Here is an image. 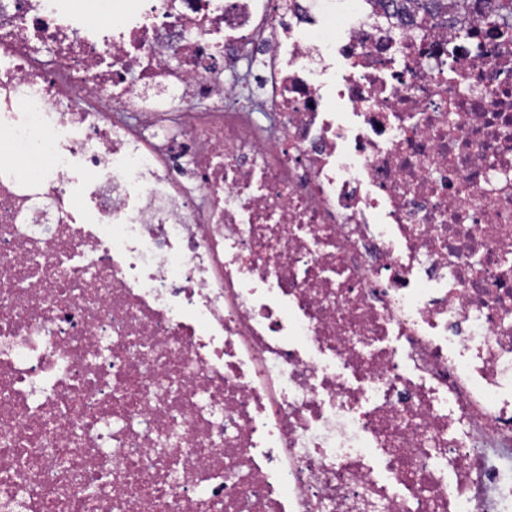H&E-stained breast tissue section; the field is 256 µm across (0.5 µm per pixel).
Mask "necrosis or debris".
Listing matches in <instances>:
<instances>
[{"instance_id": "obj_1", "label": "necrosis or debris", "mask_w": 512, "mask_h": 512, "mask_svg": "<svg viewBox=\"0 0 512 512\" xmlns=\"http://www.w3.org/2000/svg\"><path fill=\"white\" fill-rule=\"evenodd\" d=\"M0 142V512H512V15L0 0Z\"/></svg>"}]
</instances>
